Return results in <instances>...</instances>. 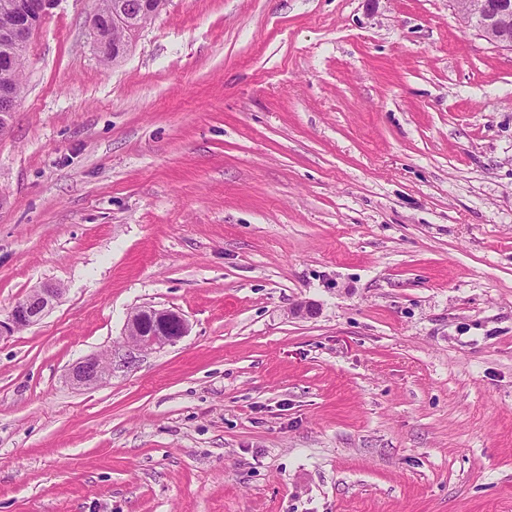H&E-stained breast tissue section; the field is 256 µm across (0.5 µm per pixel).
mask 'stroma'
Masks as SVG:
<instances>
[{"label":"stroma","instance_id":"stroma-1","mask_svg":"<svg viewBox=\"0 0 512 512\" xmlns=\"http://www.w3.org/2000/svg\"><path fill=\"white\" fill-rule=\"evenodd\" d=\"M99 5L0 136V319L63 290L0 338V512H512V51L449 0H165L107 63ZM141 306L189 332L128 364ZM62 293V288L57 285H45L32 290L12 307L7 321L0 319V338L40 322L53 308ZM112 352L106 357L89 355L77 362L71 370V381L78 386L101 384L112 374Z\"/></svg>","mask_w":512,"mask_h":512}]
</instances>
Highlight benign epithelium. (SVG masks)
Segmentation results:
<instances>
[{
    "label": "benign epithelium",
    "mask_w": 512,
    "mask_h": 512,
    "mask_svg": "<svg viewBox=\"0 0 512 512\" xmlns=\"http://www.w3.org/2000/svg\"><path fill=\"white\" fill-rule=\"evenodd\" d=\"M453 10L467 26L485 39L512 51V0H449ZM52 0H0V8L11 12L13 26L4 39L22 47L38 29ZM164 0H140L138 19L129 17L128 7L118 0L112 5V30L120 34L119 53H124L132 37L144 21L155 16ZM15 104L14 90L0 84V137L10 128V115ZM62 296V288L45 285L32 290L17 302L5 321L0 320V337L40 322ZM189 331L185 316L174 309L142 306L130 316L127 339L136 351H148L173 345ZM112 375V355H89L71 370V381L78 386L98 385Z\"/></svg>",
    "instance_id": "1"
}]
</instances>
